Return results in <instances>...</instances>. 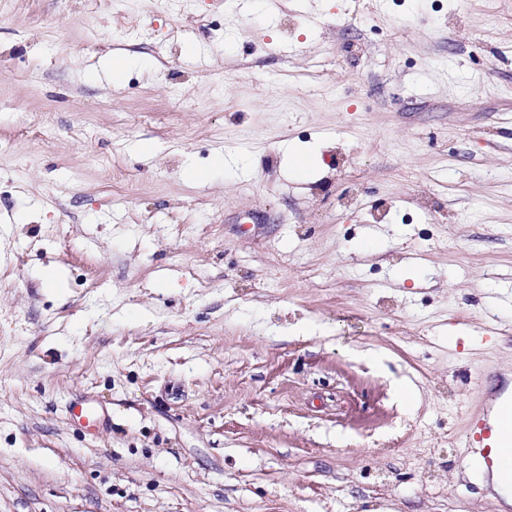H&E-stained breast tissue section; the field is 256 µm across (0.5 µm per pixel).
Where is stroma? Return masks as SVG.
Returning a JSON list of instances; mask_svg holds the SVG:
<instances>
[{"instance_id":"obj_1","label":"stroma","mask_w":512,"mask_h":512,"mask_svg":"<svg viewBox=\"0 0 512 512\" xmlns=\"http://www.w3.org/2000/svg\"><path fill=\"white\" fill-rule=\"evenodd\" d=\"M511 381L512 0H0V512H512ZM512 420V398L502 402L495 418H490L488 411L475 414L468 429L466 441L469 448H478L475 453L480 464L489 472L494 469L512 471V427L504 428L498 420L502 417Z\"/></svg>"}]
</instances>
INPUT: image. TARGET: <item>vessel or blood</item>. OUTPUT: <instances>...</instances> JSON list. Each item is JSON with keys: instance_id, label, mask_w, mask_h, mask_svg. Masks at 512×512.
I'll return each mask as SVG.
<instances>
[{"instance_id": "b4317fda", "label": "vessel or blood", "mask_w": 512, "mask_h": 512, "mask_svg": "<svg viewBox=\"0 0 512 512\" xmlns=\"http://www.w3.org/2000/svg\"><path fill=\"white\" fill-rule=\"evenodd\" d=\"M512 418V399L500 404L496 417L487 413L475 414L468 429V447L477 451L480 464L486 470L512 468V427L499 425L502 417Z\"/></svg>"}]
</instances>
